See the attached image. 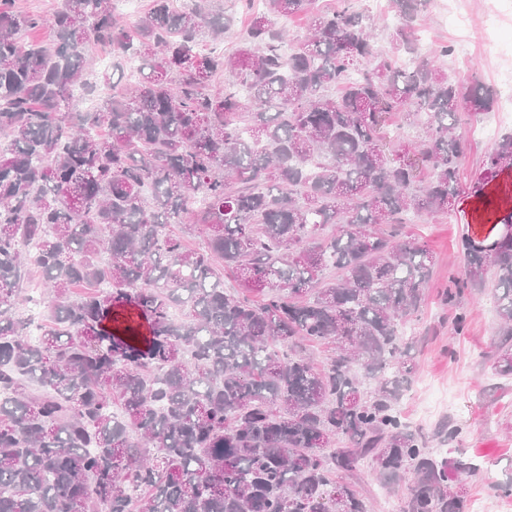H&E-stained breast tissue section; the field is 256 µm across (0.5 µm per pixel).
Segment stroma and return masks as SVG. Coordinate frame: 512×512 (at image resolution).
I'll return each instance as SVG.
<instances>
[{
	"instance_id": "1",
	"label": "stroma",
	"mask_w": 512,
	"mask_h": 512,
	"mask_svg": "<svg viewBox=\"0 0 512 512\" xmlns=\"http://www.w3.org/2000/svg\"><path fill=\"white\" fill-rule=\"evenodd\" d=\"M447 3L430 0L416 20V32L428 37L427 52L438 55V63L451 82L466 86L480 80L495 99L492 111L466 119L458 129L467 144L460 177L468 185L480 173L486 153L495 144L485 136V124L493 121L498 133L512 132V112L504 109L499 83L500 72L512 70V55L490 61L475 48L468 56H458L457 33L442 22ZM444 48L449 51L445 57L440 54ZM509 191L512 168L489 184L487 199L467 195L458 201L453 213L408 215L402 229L403 238L430 249L436 267L422 316L406 327L408 334L424 335L425 341L416 355L418 370L402 398L401 413L436 451L441 448L438 428L444 424L460 427L451 445L483 464V471L465 477L464 483L469 501H483L485 512H512V496H502L496 489L497 483L512 478V379L501 378L494 369V344L499 339L492 299L494 281L489 278L484 287L465 289L451 305L443 302L442 296L453 281L464 277L457 249L464 226L487 235L494 223L492 211L500 207ZM459 310L468 314L467 327L460 334L453 326ZM353 479L361 493L371 499L374 512H399L402 488L383 485L364 463Z\"/></svg>"
}]
</instances>
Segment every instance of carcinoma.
<instances>
[{
  "label": "carcinoma",
  "instance_id": "obj_1",
  "mask_svg": "<svg viewBox=\"0 0 512 512\" xmlns=\"http://www.w3.org/2000/svg\"><path fill=\"white\" fill-rule=\"evenodd\" d=\"M427 2L391 0L382 55L350 7L289 53L278 19L312 0H265L226 56L198 46L233 16L197 2L151 0L131 27L112 0L48 18L0 0V512H372L362 462L405 487L399 512H465L452 478L481 464L399 412L435 259L397 225L454 209L456 130L494 98L419 53ZM43 26L49 42L20 40ZM104 46L138 70L121 89L102 72L103 96ZM395 114L422 137L388 148ZM506 167L511 134L484 179ZM495 226L458 252L472 287L494 273L506 378L512 210Z\"/></svg>",
  "mask_w": 512,
  "mask_h": 512
}]
</instances>
